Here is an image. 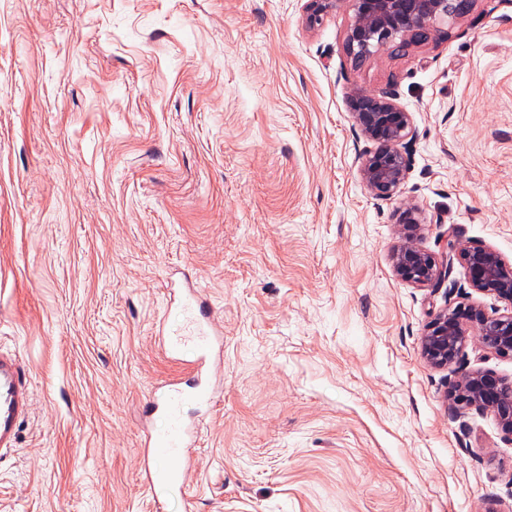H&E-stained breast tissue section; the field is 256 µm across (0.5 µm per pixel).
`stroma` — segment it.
Here are the masks:
<instances>
[{
	"label": "stroma",
	"mask_w": 512,
	"mask_h": 512,
	"mask_svg": "<svg viewBox=\"0 0 512 512\" xmlns=\"http://www.w3.org/2000/svg\"><path fill=\"white\" fill-rule=\"evenodd\" d=\"M306 0H0V349L32 409L0 451V512H154L146 404L180 376L154 342L192 278L224 333L223 389L163 512H512V438L452 416L449 379L512 381L471 343L420 339L493 299L394 272L408 203L512 261V0L354 66L346 9ZM397 92L416 137L404 193L357 175L352 89Z\"/></svg>",
	"instance_id": "obj_1"
}]
</instances>
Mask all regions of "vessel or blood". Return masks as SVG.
I'll return each mask as SVG.
<instances>
[{
	"mask_svg": "<svg viewBox=\"0 0 512 512\" xmlns=\"http://www.w3.org/2000/svg\"><path fill=\"white\" fill-rule=\"evenodd\" d=\"M158 336L162 353L186 369L184 376L156 385L150 400L152 413L162 415L165 424L144 435L142 482L160 510L171 491L186 490L195 468L200 422L185 411L190 406L208 410L215 403L220 384L214 371L224 361V337L189 279L169 289ZM30 409L22 359L0 352V449L15 447L18 423Z\"/></svg>",
	"mask_w": 512,
	"mask_h": 512,
	"instance_id": "vessel-or-blood-1",
	"label": "vessel or blood"
}]
</instances>
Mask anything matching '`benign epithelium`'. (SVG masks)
<instances>
[{"mask_svg":"<svg viewBox=\"0 0 512 512\" xmlns=\"http://www.w3.org/2000/svg\"><path fill=\"white\" fill-rule=\"evenodd\" d=\"M477 0H307L304 16L308 27L320 25L332 11L351 12L345 37L348 56L356 65L387 52L404 53L411 46L427 44L443 27L464 18ZM357 134L374 145L358 155V176L376 201L399 196L409 178V147L415 138L411 113L396 102V94H369L354 90L349 96ZM404 240L391 255L396 275L418 287L438 289L459 260L467 272L469 288L504 304V312L487 313L478 303L449 304L437 310L420 340V351L435 369L453 365L476 339L495 354H512V262L489 246H462L456 229L448 227V254L438 260L420 247L424 218L410 204L399 215ZM454 413L476 409L492 413L501 430L512 437V382L486 370H474L448 381L445 393Z\"/></svg>","mask_w":512,"mask_h":512,"instance_id":"7a95c632","label":"benign epithelium"}]
</instances>
